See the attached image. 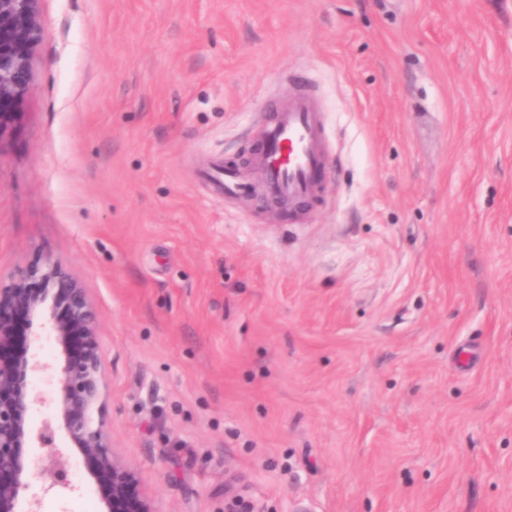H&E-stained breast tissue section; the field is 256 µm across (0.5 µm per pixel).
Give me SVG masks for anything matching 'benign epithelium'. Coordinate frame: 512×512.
Listing matches in <instances>:
<instances>
[{
	"mask_svg": "<svg viewBox=\"0 0 512 512\" xmlns=\"http://www.w3.org/2000/svg\"><path fill=\"white\" fill-rule=\"evenodd\" d=\"M41 2L0 0V149L26 109L36 53L46 36ZM19 313L42 320L61 348L51 366L58 375L51 402L75 447L93 461V478L108 489L107 512H155L136 471L112 452L95 304L82 283L51 259L0 278V512H18L30 475L51 488L64 484L56 453H47L34 467L20 452L30 434L28 378L45 366L6 355Z\"/></svg>",
	"mask_w": 512,
	"mask_h": 512,
	"instance_id": "1",
	"label": "benign epithelium"
}]
</instances>
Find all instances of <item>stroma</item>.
I'll return each mask as SVG.
<instances>
[{
  "instance_id": "1",
  "label": "stroma",
  "mask_w": 512,
  "mask_h": 512,
  "mask_svg": "<svg viewBox=\"0 0 512 512\" xmlns=\"http://www.w3.org/2000/svg\"><path fill=\"white\" fill-rule=\"evenodd\" d=\"M0 150V272L45 258L99 319L115 455L156 512H512V0H42ZM317 92L305 223L203 180ZM44 363L60 347L28 329ZM69 487L103 512L57 429Z\"/></svg>"
}]
</instances>
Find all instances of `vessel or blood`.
Listing matches in <instances>:
<instances>
[{"label": "vessel or blood", "instance_id": "1", "mask_svg": "<svg viewBox=\"0 0 512 512\" xmlns=\"http://www.w3.org/2000/svg\"><path fill=\"white\" fill-rule=\"evenodd\" d=\"M329 165L323 115L314 94L299 93L277 107L254 152L251 179L242 171L216 163L205 173L206 181L220 187L225 198L263 193L287 200L294 214L305 211L326 185L321 178Z\"/></svg>", "mask_w": 512, "mask_h": 512}]
</instances>
